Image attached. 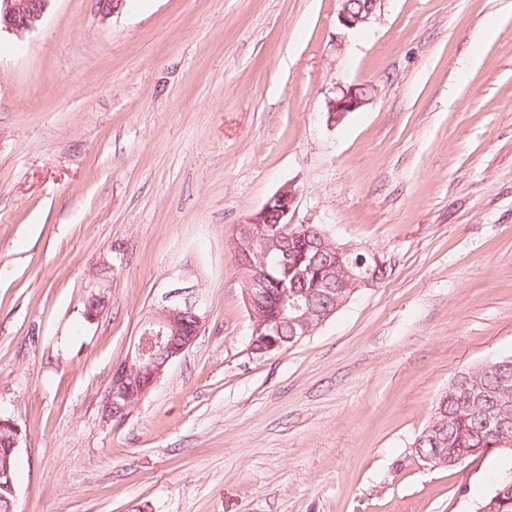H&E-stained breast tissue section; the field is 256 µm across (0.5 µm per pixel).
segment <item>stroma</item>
<instances>
[{"instance_id":"1","label":"stroma","mask_w":512,"mask_h":512,"mask_svg":"<svg viewBox=\"0 0 512 512\" xmlns=\"http://www.w3.org/2000/svg\"><path fill=\"white\" fill-rule=\"evenodd\" d=\"M52 0L0 36V414L16 512H474L512 454L412 443L462 369L512 356V0ZM497 34L479 35L490 22ZM372 100L327 121L337 82ZM290 219L391 258L259 358L239 225ZM208 318L124 421L100 400L170 276ZM106 297L82 311L89 283ZM341 7L339 9L337 18L339 25L345 30H355L362 25L368 23L372 17L377 13V10L381 7L382 0H369L372 7L361 12H354L350 5L353 3V7L356 10H360L367 5V0H340ZM4 427L13 430L16 436L13 446L12 444L14 434L9 429H2ZM0 428V450L9 448L8 450L10 453L8 456L2 454V452L0 454V512H15L14 496L16 491L13 485H16L17 454L13 452L18 450L20 447L22 429L12 418L2 416H0ZM10 480L12 481L13 485ZM9 482L14 496L9 491Z\"/></svg>"}]
</instances>
